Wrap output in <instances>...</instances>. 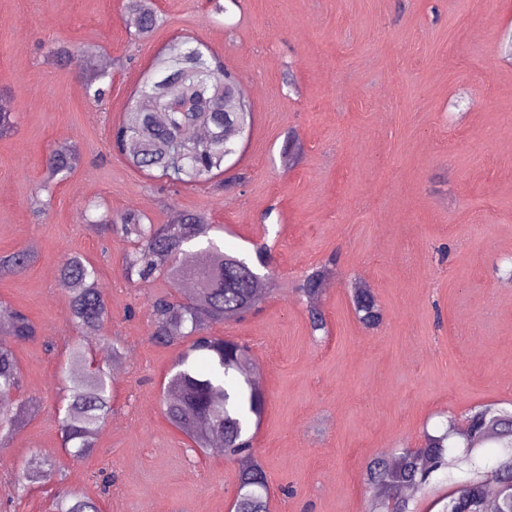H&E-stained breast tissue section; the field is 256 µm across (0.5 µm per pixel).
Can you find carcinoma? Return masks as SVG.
I'll list each match as a JSON object with an SVG mask.
<instances>
[{
  "instance_id": "carcinoma-1",
  "label": "carcinoma",
  "mask_w": 512,
  "mask_h": 512,
  "mask_svg": "<svg viewBox=\"0 0 512 512\" xmlns=\"http://www.w3.org/2000/svg\"><path fill=\"white\" fill-rule=\"evenodd\" d=\"M123 8L135 18L133 36L138 40L150 37L160 26L154 0H123ZM53 57L76 62L93 101L109 94L110 74L99 66L94 46L76 53L60 47ZM177 89L181 98L174 103ZM252 122L239 82L222 66L221 58L183 39L169 43L154 59L114 127L110 147L134 168L149 175L158 172L172 188L211 184L222 189L224 164L237 154ZM16 128L17 113L0 110V139L12 136ZM80 162L77 146L59 143L45 157L43 187L65 180ZM81 218L99 234L116 232L133 239L125 255L127 276L147 278L160 272L173 288L185 279L194 282L189 299L182 301L169 293L150 304V339L163 346L185 345L167 383L163 412L196 448H209L215 434L224 438V457L237 464L233 512H268L270 488L253 453L251 433L262 420L267 398L251 380L250 347L210 333L211 325L243 318L274 291L268 246L255 245L254 261L224 249L209 237L210 224L203 213L178 214L169 224H146L144 216L135 212L97 218L84 212ZM193 246L197 250H191ZM33 261L23 249L1 254L0 279L24 272ZM260 267L266 273H260ZM336 267L333 256L306 275L298 288L314 334L326 331L319 297ZM98 277L96 267L79 254L66 257L60 266V278L68 285L72 322L81 335L100 331L109 318V303L98 287ZM351 297L362 326L378 328L383 313L372 288H353ZM0 334L18 343L39 339L30 318L2 302ZM62 372L68 389L65 404L56 409L57 423L64 448L82 459L93 453L96 437L112 411L113 380L104 369L89 368V352L78 341L69 346ZM21 388L16 354L0 346V447L23 424L15 400ZM466 418L469 427L465 429H457L451 418L444 430L425 434L420 447L368 462L363 484L386 512H416L406 491L424 490L435 474L453 468L465 470L466 476L450 496L439 501L438 512H484L489 483L502 488L494 512H512V410L476 406ZM486 442L493 443L497 453L492 465L482 467L473 451ZM22 479L29 486L46 487L62 481V472L41 459L28 463ZM53 507L56 512H102L94 499L65 491L55 494Z\"/></svg>"
}]
</instances>
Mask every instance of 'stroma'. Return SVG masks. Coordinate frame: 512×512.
<instances>
[{
  "label": "stroma",
  "instance_id": "35a3bbf8",
  "mask_svg": "<svg viewBox=\"0 0 512 512\" xmlns=\"http://www.w3.org/2000/svg\"><path fill=\"white\" fill-rule=\"evenodd\" d=\"M155 0L163 19L131 38L122 0H0V89L17 130L0 140V254H34L0 279V302L23 310L40 341L15 345L27 419L0 448V504L50 512L52 495L20 483L33 457L56 461L64 488L103 512H229L236 465L200 453L161 399L179 347L150 339L163 277L127 279L130 244L80 222L91 202L154 224L205 213L238 252L267 243L280 289L257 314L212 326L247 343L267 408L254 450L270 512H370L371 459L420 445L472 407L512 405V0ZM207 45L236 73L251 134L225 164L224 191L179 190L109 150L143 71L175 37ZM96 46L112 75L103 104L75 65L49 64L57 44ZM82 164L38 192L59 142ZM97 268L110 307L90 349L115 373L112 413L94 452L61 448L54 406L71 324L58 270L71 254ZM336 258L312 336L304 276ZM374 290L382 325L366 330L350 296ZM120 341V361L104 338ZM114 472L101 495L100 470Z\"/></svg>",
  "mask_w": 512,
  "mask_h": 512
}]
</instances>
